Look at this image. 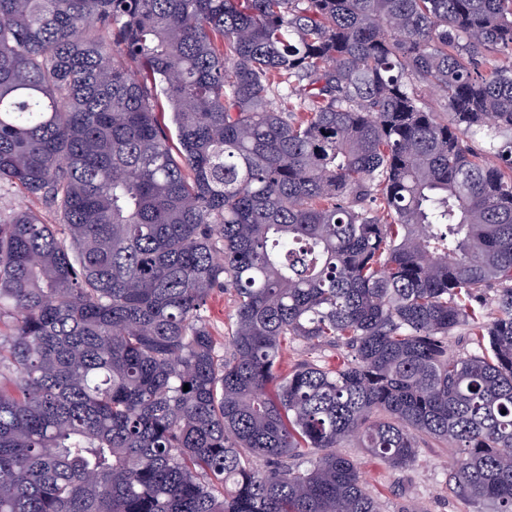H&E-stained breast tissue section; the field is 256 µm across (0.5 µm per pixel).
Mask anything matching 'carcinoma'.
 <instances>
[{
    "label": "carcinoma",
    "instance_id": "obj_1",
    "mask_svg": "<svg viewBox=\"0 0 512 512\" xmlns=\"http://www.w3.org/2000/svg\"><path fill=\"white\" fill-rule=\"evenodd\" d=\"M489 55L512 0H0V183L59 213L0 215V512H381L350 437L395 469L446 443L512 512ZM290 341L347 356L283 375ZM236 310V297L232 290H216L201 310L208 329L214 336L220 355L229 350L228 336L233 327Z\"/></svg>",
    "mask_w": 512,
    "mask_h": 512
}]
</instances>
